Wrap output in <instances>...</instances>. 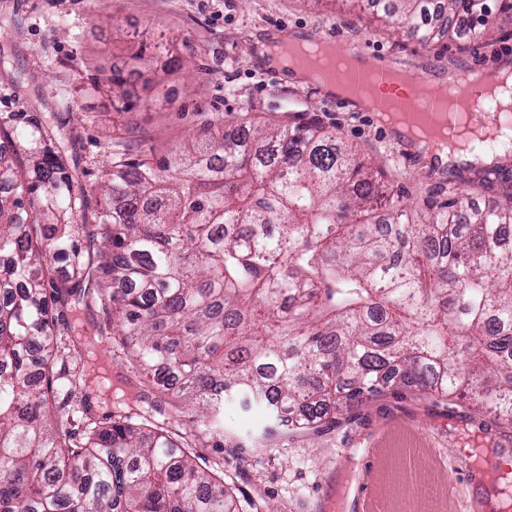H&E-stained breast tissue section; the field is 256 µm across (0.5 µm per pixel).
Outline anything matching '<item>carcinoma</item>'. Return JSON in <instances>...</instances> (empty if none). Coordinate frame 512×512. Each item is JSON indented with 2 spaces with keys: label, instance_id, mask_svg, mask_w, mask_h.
<instances>
[{
  "label": "carcinoma",
  "instance_id": "carcinoma-1",
  "mask_svg": "<svg viewBox=\"0 0 512 512\" xmlns=\"http://www.w3.org/2000/svg\"><path fill=\"white\" fill-rule=\"evenodd\" d=\"M429 45L482 40L488 0H367ZM134 106L123 70L106 78ZM212 124L154 165L112 157L95 223L52 126L0 125V512H277L197 449L265 448L411 387L512 422V195L407 210L315 121ZM109 312L143 390L97 416L78 324ZM73 367L55 370L59 355ZM266 411L248 439L224 406Z\"/></svg>",
  "mask_w": 512,
  "mask_h": 512
}]
</instances>
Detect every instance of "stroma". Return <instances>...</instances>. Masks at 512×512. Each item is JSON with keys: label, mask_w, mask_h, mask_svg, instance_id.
I'll return each instance as SVG.
<instances>
[{"label": "stroma", "mask_w": 512, "mask_h": 512, "mask_svg": "<svg viewBox=\"0 0 512 512\" xmlns=\"http://www.w3.org/2000/svg\"><path fill=\"white\" fill-rule=\"evenodd\" d=\"M1 16L13 30L0 44L8 68L0 76V124L55 115L72 172L90 191L88 224L97 208L93 189L112 153L153 163L209 122L245 131L314 120L358 148L403 202L447 200L449 173L431 162L428 144L404 162L400 143L361 109L268 75L258 51L275 30L366 44L409 66L419 88L431 67L512 58L510 19L497 20L490 46L460 40L424 47L407 34L388 35L352 0H0ZM143 45L154 54L149 67L127 74L140 96L128 111L93 80ZM366 450L368 474L360 462ZM203 454L223 460L245 493L281 512H348L347 486L363 476L385 512H467L473 465L512 464V423L468 398L444 401L416 390L371 399L318 432L280 434L246 456L229 446Z\"/></svg>", "instance_id": "stroma-1"}]
</instances>
